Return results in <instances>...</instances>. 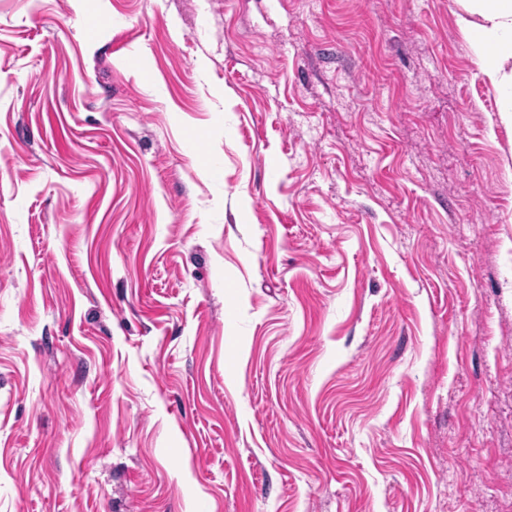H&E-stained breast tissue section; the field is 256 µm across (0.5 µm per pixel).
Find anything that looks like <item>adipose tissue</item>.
Wrapping results in <instances>:
<instances>
[{
	"label": "adipose tissue",
	"mask_w": 512,
	"mask_h": 512,
	"mask_svg": "<svg viewBox=\"0 0 512 512\" xmlns=\"http://www.w3.org/2000/svg\"><path fill=\"white\" fill-rule=\"evenodd\" d=\"M478 72L498 92L500 111L512 112V0H459Z\"/></svg>",
	"instance_id": "obj_1"
}]
</instances>
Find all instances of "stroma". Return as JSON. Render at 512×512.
I'll return each mask as SVG.
<instances>
[{
    "instance_id": "35a3bbf8",
    "label": "stroma",
    "mask_w": 512,
    "mask_h": 512,
    "mask_svg": "<svg viewBox=\"0 0 512 512\" xmlns=\"http://www.w3.org/2000/svg\"><path fill=\"white\" fill-rule=\"evenodd\" d=\"M459 11L0 0V512H512Z\"/></svg>"
}]
</instances>
